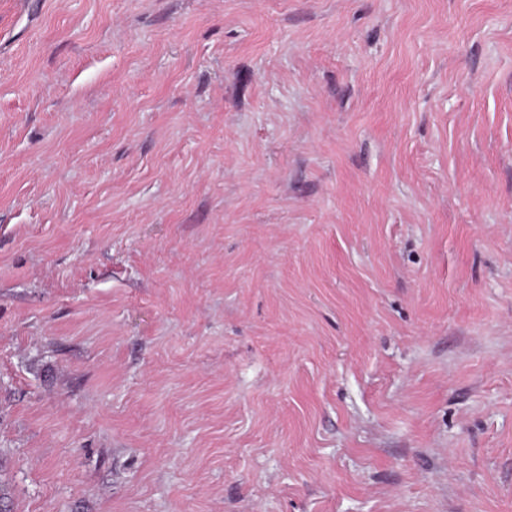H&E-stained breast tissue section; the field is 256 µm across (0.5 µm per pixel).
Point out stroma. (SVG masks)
Listing matches in <instances>:
<instances>
[{
    "label": "stroma",
    "mask_w": 512,
    "mask_h": 512,
    "mask_svg": "<svg viewBox=\"0 0 512 512\" xmlns=\"http://www.w3.org/2000/svg\"><path fill=\"white\" fill-rule=\"evenodd\" d=\"M10 512H512V0H0Z\"/></svg>",
    "instance_id": "1"
}]
</instances>
